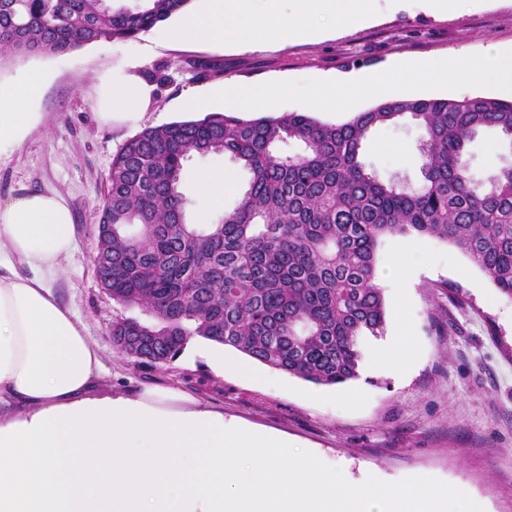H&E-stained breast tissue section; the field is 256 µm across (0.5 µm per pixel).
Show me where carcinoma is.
I'll return each instance as SVG.
<instances>
[{"mask_svg":"<svg viewBox=\"0 0 512 512\" xmlns=\"http://www.w3.org/2000/svg\"><path fill=\"white\" fill-rule=\"evenodd\" d=\"M191 0H0V45L62 55L135 40ZM421 129V180L381 178L363 160L376 127ZM512 146V101L394 98L326 123L308 112L244 119L213 113L147 127L112 159L98 207L94 263L112 261V300L149 316L112 325L117 350L143 363L176 359L200 337L326 386L359 376L362 341L385 334L377 250L415 233L460 249L512 298V164L490 186L464 155L481 131ZM230 156L247 179L236 206L190 224L185 161Z\"/></svg>","mask_w":512,"mask_h":512,"instance_id":"cac0c4a2","label":"carcinoma"}]
</instances>
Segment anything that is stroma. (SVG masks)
Listing matches in <instances>:
<instances>
[{
  "label": "stroma",
  "instance_id": "35a3bbf8",
  "mask_svg": "<svg viewBox=\"0 0 512 512\" xmlns=\"http://www.w3.org/2000/svg\"><path fill=\"white\" fill-rule=\"evenodd\" d=\"M376 22L338 28L315 19L318 37L269 40L261 50L241 49L232 38L175 41L170 18L137 40L100 41L64 55L0 57V95L23 72L43 73L40 93L29 102L35 126L18 143L0 144V202L31 192L55 191L73 213L76 249L57 282L61 300L83 321L102 365V390L116 394L175 389L223 413L225 423L287 441L289 450L347 484L404 488L425 482L448 491L444 512H464L466 496L484 499L487 512H512V299L500 294L469 258L434 237L411 235L413 271L401 287L383 284L384 336L367 338L359 376L340 386L316 385L290 376L233 348L197 338L166 364H145L116 350L112 324L124 308L100 287L93 255L97 209L107 192L113 156L147 127L202 118L224 109L225 84H287L294 93L269 108L268 116L309 110L302 96L324 81H342L405 59L482 60L489 49L512 50V7L464 0L447 16L375 6ZM139 59L155 86L154 102L135 124H105L97 112V78L118 73ZM195 88L206 110L187 105ZM420 129L411 119L373 129L366 162L383 176L418 183L423 158ZM465 160L470 173L489 181L512 162V146L494 131L479 133ZM204 171L230 174L237 199L245 176L229 157L195 156L183 169L191 197L189 222L214 220L220 210L199 192ZM408 353L390 369L378 363L384 345ZM250 368L225 371L223 357Z\"/></svg>",
  "mask_w": 512,
  "mask_h": 512
}]
</instances>
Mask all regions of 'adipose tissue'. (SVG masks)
<instances>
[{
    "mask_svg": "<svg viewBox=\"0 0 512 512\" xmlns=\"http://www.w3.org/2000/svg\"><path fill=\"white\" fill-rule=\"evenodd\" d=\"M182 15V38L223 40L248 49L268 38L307 32L312 16L340 25L373 16L376 0H207ZM464 75L512 99V52L485 66L469 58L403 61L394 69L307 93L310 106L348 109L364 93L400 95L417 82ZM104 122L136 121L153 100L138 64L98 78ZM41 88L31 75L0 98V142L31 128L29 100ZM76 247L72 210L55 192L0 203V512H442L423 487L380 492L345 487L341 476L282 451L271 438L224 424V415L175 392L99 394L102 362L80 318L55 289Z\"/></svg>",
    "mask_w": 512,
    "mask_h": 512,
    "instance_id": "1",
    "label": "adipose tissue"
}]
</instances>
